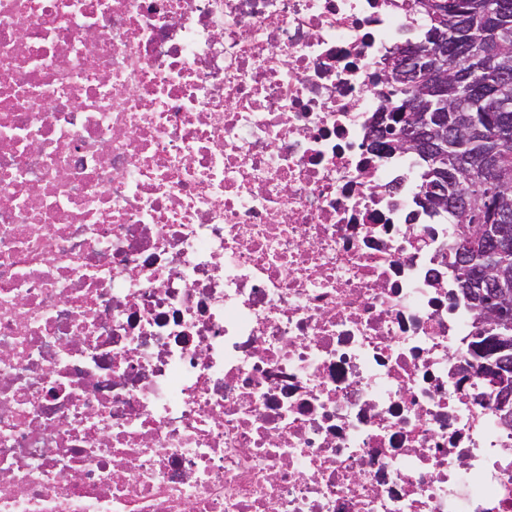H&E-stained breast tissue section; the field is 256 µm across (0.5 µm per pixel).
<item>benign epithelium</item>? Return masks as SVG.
<instances>
[{
  "label": "benign epithelium",
  "mask_w": 512,
  "mask_h": 512,
  "mask_svg": "<svg viewBox=\"0 0 512 512\" xmlns=\"http://www.w3.org/2000/svg\"><path fill=\"white\" fill-rule=\"evenodd\" d=\"M486 16L502 22L512 20L503 9L501 0H481ZM460 43H448L442 37L423 48H413L395 56L385 70V87L403 82L414 89L405 103L403 117L406 128L400 135L398 145L420 155L433 168L439 184L437 194L423 199L428 208L449 207L462 220L473 218L482 198H493L488 224L481 228L474 225H457L456 247L463 255L469 250L468 242L473 235L488 254L497 256L512 247V198L501 192L512 178L506 155L499 163L487 161L495 173V179L484 185L485 191L475 192L471 183L456 171L455 158L448 155V142L460 138L471 130L476 120L473 114H462L453 125L448 124V102L479 100L487 97V89L477 83L458 84L449 82L450 61L459 53ZM483 278L489 283L490 291L476 308L478 322L493 328H512V268L504 265L483 270ZM512 348V338L500 334L493 338V349L486 354L484 363L486 377L504 391L512 373L501 366L495 355Z\"/></svg>",
  "instance_id": "7a95c632"
}]
</instances>
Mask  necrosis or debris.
<instances>
[{
  "instance_id": "4bbe7bcc",
  "label": "necrosis or debris",
  "mask_w": 512,
  "mask_h": 512,
  "mask_svg": "<svg viewBox=\"0 0 512 512\" xmlns=\"http://www.w3.org/2000/svg\"><path fill=\"white\" fill-rule=\"evenodd\" d=\"M416 0H0V512H512L453 227L370 151Z\"/></svg>"
}]
</instances>
